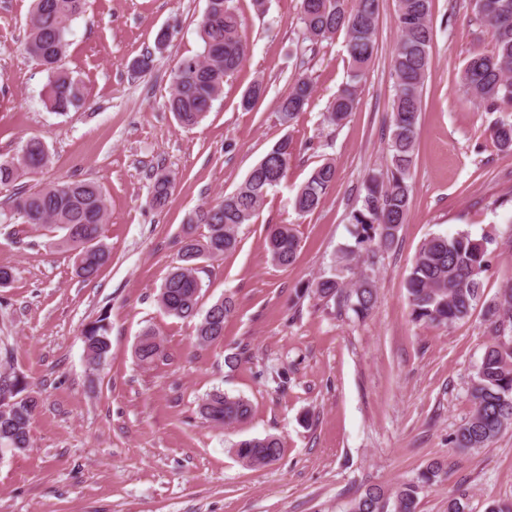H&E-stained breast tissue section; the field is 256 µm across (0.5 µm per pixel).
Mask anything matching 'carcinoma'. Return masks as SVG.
<instances>
[{
    "mask_svg": "<svg viewBox=\"0 0 512 512\" xmlns=\"http://www.w3.org/2000/svg\"><path fill=\"white\" fill-rule=\"evenodd\" d=\"M474 9L492 30L495 46L489 53L475 52L461 70L460 81L474 103L494 110L512 103V0H473ZM87 0H34L24 49L47 74L43 88L46 108L60 114L82 105L78 82L63 67L72 22L84 11ZM433 0H396L395 24L399 41L392 58L395 79L386 169L373 173L363 184L360 205L351 211L355 226L351 257L362 251L388 249L400 227L407 223L411 206L409 183L414 165L418 126L423 110V88L431 65L433 46ZM379 0H355L348 10L344 0H301L300 21L303 40L314 46L343 31L350 60L352 84L330 102L327 120L340 125L356 102V82L377 53ZM202 51L179 61L172 77L169 110L184 127L197 125L221 94L224 78L237 71L246 58L247 46L240 34V21L232 0H207L198 23ZM263 80L257 79L242 96V107L253 108L264 95ZM314 88L310 78L299 75L277 111L282 124H290L304 110ZM491 139L503 150L512 151V121L501 120L490 129ZM293 156L292 141L276 143L250 170L244 182L220 202L201 207L189 218L179 250L180 264L164 280L158 295L160 306L180 319L202 316L196 341L204 346L224 337V321L234 311V301L225 297L200 313L204 288L198 276L199 260L216 259L236 248L238 229L250 223L267 192L278 185ZM50 160L46 143L37 136L27 138L18 154L0 159V189L12 187L26 175L41 171ZM336 166L325 162L315 168L299 187L293 208L305 215L320 204L326 190L336 182ZM174 177L157 174L151 184V200L164 203ZM106 198L103 189L86 181L64 180L40 187L18 188L10 196L5 219L17 215L25 224H53L64 231L59 246L75 257L77 274L84 279L97 276L111 254L101 242ZM207 228L205 241L194 238L199 225ZM467 232L453 236L434 235L420 246L405 288L415 323L450 325L482 310L485 331L491 337L470 386L472 412L459 427L453 443L458 448H485L512 426V283H507L491 300H483L482 275L488 270V244ZM299 242L285 225H272L265 248L280 265L292 263ZM314 296L350 308L357 317L369 316L377 300L376 288L364 279L348 288L333 274L314 284ZM89 369L98 370L111 344L106 317L101 316L83 329ZM162 355L155 333L145 330L135 347V356L150 365ZM25 377L11 369L0 371V396L12 403L0 404V456L30 447V432L38 408L36 397L27 393ZM200 413L216 427H230L246 420L250 404L242 397L221 392L207 395ZM239 460L249 467L276 461L281 443L274 436L243 440L235 445ZM444 473L436 462L422 469L413 483L392 489L370 486L350 503L349 512H417L418 490L438 481Z\"/></svg>",
    "mask_w": 512,
    "mask_h": 512,
    "instance_id": "1",
    "label": "carcinoma"
}]
</instances>
